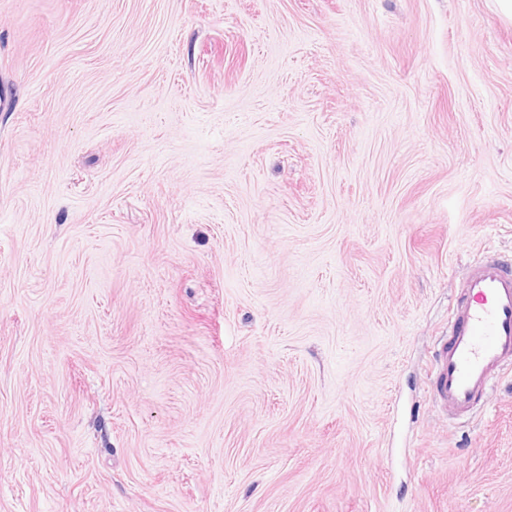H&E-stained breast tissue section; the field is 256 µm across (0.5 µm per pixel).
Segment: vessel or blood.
I'll use <instances>...</instances> for the list:
<instances>
[{
    "instance_id": "1",
    "label": "vessel or blood",
    "mask_w": 512,
    "mask_h": 512,
    "mask_svg": "<svg viewBox=\"0 0 512 512\" xmlns=\"http://www.w3.org/2000/svg\"><path fill=\"white\" fill-rule=\"evenodd\" d=\"M512 363V258L491 254L468 268L451 303L448 339L431 363L436 403L466 416Z\"/></svg>"
}]
</instances>
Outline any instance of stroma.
I'll use <instances>...</instances> for the list:
<instances>
[{"label":"stroma","mask_w":512,"mask_h":512,"mask_svg":"<svg viewBox=\"0 0 512 512\" xmlns=\"http://www.w3.org/2000/svg\"><path fill=\"white\" fill-rule=\"evenodd\" d=\"M498 0H0V512H512ZM512 363V258L491 254L468 268L451 303L448 339L433 354L435 402L466 416Z\"/></svg>","instance_id":"obj_1"}]
</instances>
